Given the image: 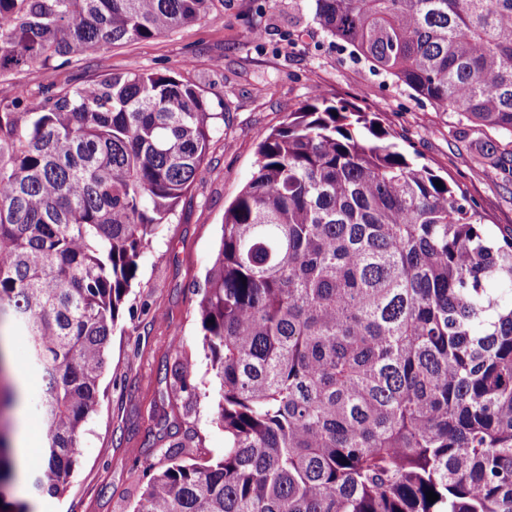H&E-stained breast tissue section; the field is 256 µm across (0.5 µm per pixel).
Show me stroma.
<instances>
[{
  "label": "stroma",
  "instance_id": "1",
  "mask_svg": "<svg viewBox=\"0 0 512 512\" xmlns=\"http://www.w3.org/2000/svg\"><path fill=\"white\" fill-rule=\"evenodd\" d=\"M107 69L174 73L206 95L220 94L213 109L224 114V133L141 258L108 344L101 406L86 426L72 481L56 497L31 485L44 446L35 411L42 381L24 361L21 338L13 337L11 359L23 385L14 433L34 441L16 492L33 512H132L144 468L159 461L161 449L183 443L185 458L199 464L223 453L224 431L212 421L217 379L201 345L197 287L217 255L224 211L255 169L258 143L312 94L377 113L408 159L447 177L477 204L490 235L512 227V182L478 161L484 144L506 152L512 141L439 111L352 59L321 28L315 0H219L205 19L158 38L79 56L57 70L30 66L2 74L0 102L22 86L35 104L43 85L83 84ZM183 359L195 395L172 405L164 398L170 368Z\"/></svg>",
  "mask_w": 512,
  "mask_h": 512
}]
</instances>
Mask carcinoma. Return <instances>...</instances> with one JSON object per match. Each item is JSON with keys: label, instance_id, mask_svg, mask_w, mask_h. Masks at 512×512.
<instances>
[{"label": "carcinoma", "instance_id": "cac0c4a2", "mask_svg": "<svg viewBox=\"0 0 512 512\" xmlns=\"http://www.w3.org/2000/svg\"><path fill=\"white\" fill-rule=\"evenodd\" d=\"M322 29L512 139V0H315ZM215 0H0V73L159 37ZM0 107V328L42 372L36 491L70 483L140 259L220 133L173 74L104 72ZM317 94L257 146L198 304L224 452L144 470L134 512H512V228ZM483 158L512 178V159ZM441 186H436V183ZM170 404L195 395L171 367ZM0 426V512L13 499ZM438 499L429 502L426 492Z\"/></svg>", "mask_w": 512, "mask_h": 512}]
</instances>
